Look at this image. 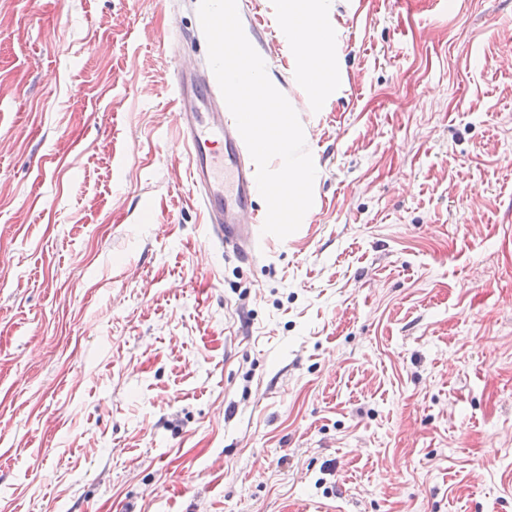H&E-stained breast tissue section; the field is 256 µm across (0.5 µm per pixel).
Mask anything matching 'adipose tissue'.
Wrapping results in <instances>:
<instances>
[{"mask_svg": "<svg viewBox=\"0 0 512 512\" xmlns=\"http://www.w3.org/2000/svg\"><path fill=\"white\" fill-rule=\"evenodd\" d=\"M278 3L280 14L289 25L292 61L309 75L314 86H323L325 62L336 51L334 37L313 21L309 0H278Z\"/></svg>", "mask_w": 512, "mask_h": 512, "instance_id": "ef3b65f1", "label": "adipose tissue"}]
</instances>
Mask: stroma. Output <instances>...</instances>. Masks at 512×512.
<instances>
[{
  "label": "stroma",
  "instance_id": "1",
  "mask_svg": "<svg viewBox=\"0 0 512 512\" xmlns=\"http://www.w3.org/2000/svg\"><path fill=\"white\" fill-rule=\"evenodd\" d=\"M318 208L208 235L199 0H0V512H512V0H346Z\"/></svg>",
  "mask_w": 512,
  "mask_h": 512
}]
</instances>
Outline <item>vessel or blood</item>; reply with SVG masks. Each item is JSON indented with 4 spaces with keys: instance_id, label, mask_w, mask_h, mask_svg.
Instances as JSON below:
<instances>
[{
    "instance_id": "b4317fda",
    "label": "vessel or blood",
    "mask_w": 512,
    "mask_h": 512,
    "mask_svg": "<svg viewBox=\"0 0 512 512\" xmlns=\"http://www.w3.org/2000/svg\"><path fill=\"white\" fill-rule=\"evenodd\" d=\"M179 111L187 167L211 233L225 249L255 250L262 215L253 201L258 194L252 163L243 159L244 147L235 121L213 111L222 102L218 85L210 79H193L177 73Z\"/></svg>"
}]
</instances>
